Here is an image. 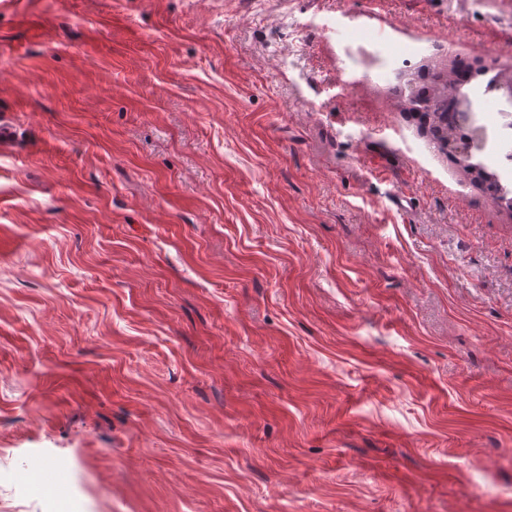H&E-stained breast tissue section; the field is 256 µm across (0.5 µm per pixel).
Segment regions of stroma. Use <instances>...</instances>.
Returning <instances> with one entry per match:
<instances>
[{
  "label": "stroma",
  "mask_w": 512,
  "mask_h": 512,
  "mask_svg": "<svg viewBox=\"0 0 512 512\" xmlns=\"http://www.w3.org/2000/svg\"><path fill=\"white\" fill-rule=\"evenodd\" d=\"M388 44L512 0H0L1 502L512 512V210Z\"/></svg>",
  "instance_id": "stroma-1"
}]
</instances>
